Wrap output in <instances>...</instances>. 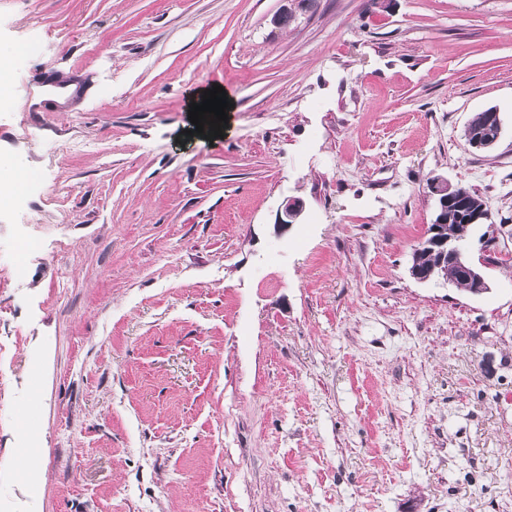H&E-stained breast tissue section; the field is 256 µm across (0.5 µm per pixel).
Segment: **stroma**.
<instances>
[{"label": "stroma", "instance_id": "obj_1", "mask_svg": "<svg viewBox=\"0 0 512 512\" xmlns=\"http://www.w3.org/2000/svg\"><path fill=\"white\" fill-rule=\"evenodd\" d=\"M0 43V512H512V0H0ZM438 176L481 295L410 276ZM485 111L486 113H477L472 118L469 128L467 129L469 141L479 140L470 143V148L481 152L493 150L497 146L503 132V122L500 113L495 108H488ZM485 114H487L489 124H492L494 128V135L487 139L484 138L491 135L493 131L492 128L487 125Z\"/></svg>", "mask_w": 512, "mask_h": 512}]
</instances>
